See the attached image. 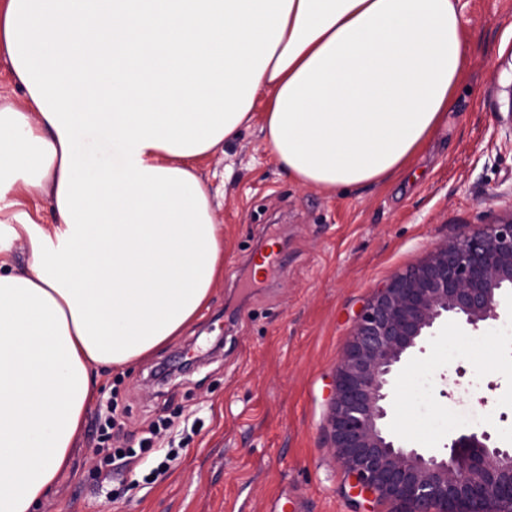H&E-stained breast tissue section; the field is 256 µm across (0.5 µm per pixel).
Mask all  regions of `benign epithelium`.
Wrapping results in <instances>:
<instances>
[{
  "label": "benign epithelium",
  "instance_id": "7a95c632",
  "mask_svg": "<svg viewBox=\"0 0 512 512\" xmlns=\"http://www.w3.org/2000/svg\"><path fill=\"white\" fill-rule=\"evenodd\" d=\"M512 291V218L479 224L438 243L395 273L359 314L335 370L327 426L357 495L399 502L407 512H509L512 448L486 431L456 435L448 454L411 448L385 427L394 384L444 326L478 331L500 318Z\"/></svg>",
  "mask_w": 512,
  "mask_h": 512
}]
</instances>
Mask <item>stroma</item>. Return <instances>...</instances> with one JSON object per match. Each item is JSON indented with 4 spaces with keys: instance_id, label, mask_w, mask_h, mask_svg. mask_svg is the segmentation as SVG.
I'll list each match as a JSON object with an SVG mask.
<instances>
[{
    "instance_id": "35a3bbf8",
    "label": "stroma",
    "mask_w": 512,
    "mask_h": 512,
    "mask_svg": "<svg viewBox=\"0 0 512 512\" xmlns=\"http://www.w3.org/2000/svg\"><path fill=\"white\" fill-rule=\"evenodd\" d=\"M466 77L448 124L385 184L325 194L288 178L260 121L198 161L224 234V276L173 341L132 368L107 370L71 465L41 512H403L353 496L326 431L336 364L374 289L444 239L512 215V0H458ZM283 257L256 272L255 245ZM512 299L480 332L448 327L405 367L387 425L443 455L460 430L512 448ZM463 348L449 353V340ZM169 367L164 384L152 373ZM464 368L457 376L456 368ZM116 404L137 447L149 422L200 426L164 475L136 462L104 480L92 423Z\"/></svg>"
}]
</instances>
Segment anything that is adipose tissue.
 Returning a JSON list of instances; mask_svg holds the SVG:
<instances>
[{"label":"adipose tissue","mask_w":512,"mask_h":512,"mask_svg":"<svg viewBox=\"0 0 512 512\" xmlns=\"http://www.w3.org/2000/svg\"><path fill=\"white\" fill-rule=\"evenodd\" d=\"M0 54L24 90L0 101V512H39L95 370L180 335L224 273L195 162L259 111L299 185L387 182L468 47L457 0H7Z\"/></svg>","instance_id":"ef3b65f1"}]
</instances>
